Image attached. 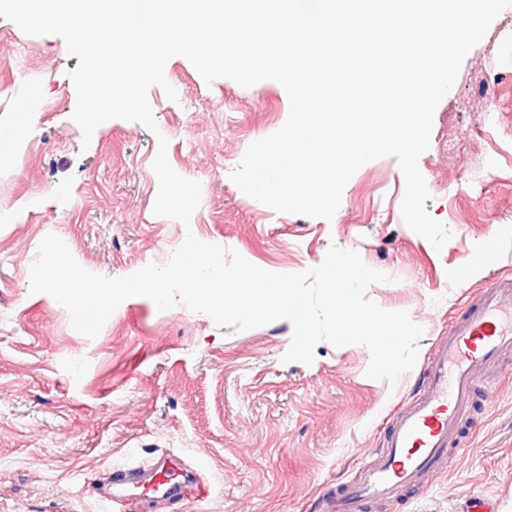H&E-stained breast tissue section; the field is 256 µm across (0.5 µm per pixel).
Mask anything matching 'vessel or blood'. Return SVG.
Segmentation results:
<instances>
[{
	"mask_svg": "<svg viewBox=\"0 0 512 512\" xmlns=\"http://www.w3.org/2000/svg\"><path fill=\"white\" fill-rule=\"evenodd\" d=\"M512 359V276L495 277L448 325L421 368L416 395L391 413L380 448L358 463L355 478L322 500V512H371L410 490L425 489L468 447L466 429L482 390ZM106 499L113 512L172 502L187 489L207 494L200 474L174 457L145 467L113 470Z\"/></svg>",
	"mask_w": 512,
	"mask_h": 512,
	"instance_id": "obj_1",
	"label": "vessel or blood"
}]
</instances>
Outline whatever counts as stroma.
Wrapping results in <instances>:
<instances>
[{
  "label": "stroma",
  "mask_w": 512,
  "mask_h": 512,
  "mask_svg": "<svg viewBox=\"0 0 512 512\" xmlns=\"http://www.w3.org/2000/svg\"><path fill=\"white\" fill-rule=\"evenodd\" d=\"M507 24L512 8L466 56L418 162L425 207L452 232L438 251L402 219L394 157L362 166L329 220L275 212L231 181L247 147L285 123L280 83L209 84L176 56L165 77L177 101L157 86L148 93L157 130L114 119L86 146L71 118L78 57L60 36H29L0 18V140L14 144L0 166V512H109L99 480L167 454L201 471L210 491L157 512H320L380 447L390 413L412 395L411 373L393 389L367 377L370 352L358 344L322 342L312 364L286 363L288 320L237 332L144 296L87 338L53 298L30 294L39 244L56 234L82 267L114 278L165 263L190 233L277 273L316 267L333 245L354 250L388 277L368 297L423 328L426 360L450 318L512 274V143L480 129L477 114L491 86L512 125V44L497 39ZM161 135L173 169L201 185L187 225L153 212ZM489 246L497 256L480 275L449 282ZM471 427L470 452L447 473L374 512H465L480 495L512 512V380L478 402Z\"/></svg>",
  "instance_id": "obj_1"
}]
</instances>
